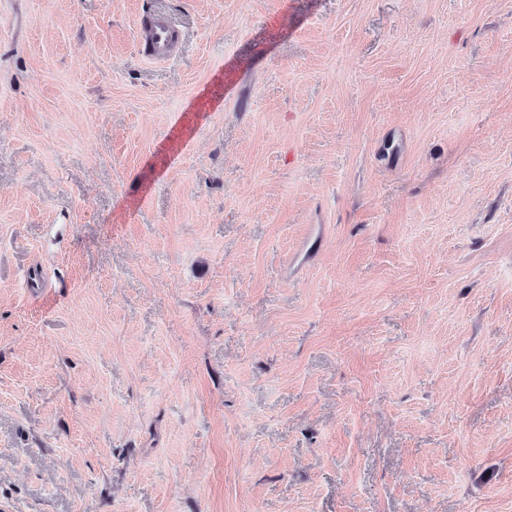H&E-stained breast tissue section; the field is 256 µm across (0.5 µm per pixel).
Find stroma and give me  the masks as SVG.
I'll use <instances>...</instances> for the list:
<instances>
[{
    "instance_id": "obj_1",
    "label": "stroma",
    "mask_w": 512,
    "mask_h": 512,
    "mask_svg": "<svg viewBox=\"0 0 512 512\" xmlns=\"http://www.w3.org/2000/svg\"><path fill=\"white\" fill-rule=\"evenodd\" d=\"M0 512H512V0H0ZM151 50L149 58L154 62H166L175 52L174 25L165 16L155 15L150 29Z\"/></svg>"
}]
</instances>
